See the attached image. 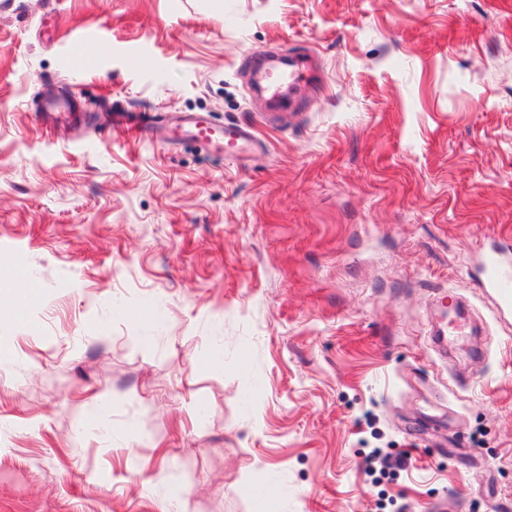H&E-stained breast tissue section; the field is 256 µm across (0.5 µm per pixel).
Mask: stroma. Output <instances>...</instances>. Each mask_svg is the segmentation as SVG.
I'll return each mask as SVG.
<instances>
[{"mask_svg": "<svg viewBox=\"0 0 512 512\" xmlns=\"http://www.w3.org/2000/svg\"><path fill=\"white\" fill-rule=\"evenodd\" d=\"M263 47L319 91L266 109ZM145 108L263 146L113 133ZM502 247L512 0H12L0 512H512V315L477 279ZM450 290L477 329L442 354ZM375 448L404 466L368 475ZM171 138L202 143L227 157H236L259 147L258 141L242 125H217L208 115L201 113L187 115L181 124L171 130Z\"/></svg>", "mask_w": 512, "mask_h": 512, "instance_id": "1", "label": "stroma"}]
</instances>
